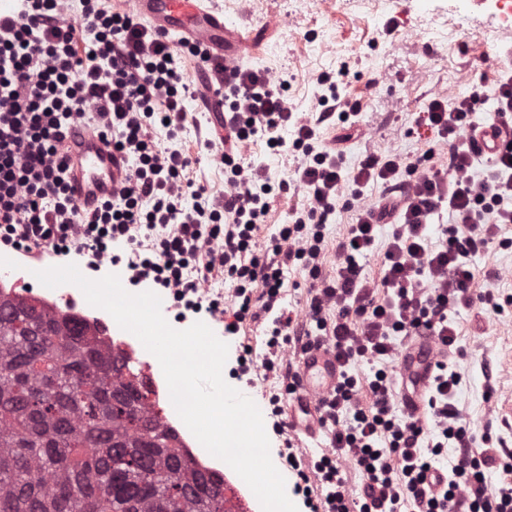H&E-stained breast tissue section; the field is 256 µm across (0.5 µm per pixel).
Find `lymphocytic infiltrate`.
Listing matches in <instances>:
<instances>
[{
  "mask_svg": "<svg viewBox=\"0 0 512 512\" xmlns=\"http://www.w3.org/2000/svg\"><path fill=\"white\" fill-rule=\"evenodd\" d=\"M20 2V9L0 12V248L66 257L80 242L90 272L123 262L129 286L163 289L194 314L231 313L225 335L247 323L265 325L262 365L291 393L299 379L286 348L329 346L340 381L322 409L331 434L326 452L298 459L281 419L282 398L269 400L277 454L307 512H512V450L458 408L461 377L446 359L457 342L449 311L476 300L487 312L502 310L494 294L475 295L471 259L501 225L512 224V141L486 157L465 133L487 107L512 126V71L500 72L492 87L426 102L429 126L449 143L447 164L434 165L430 151L408 163L371 153L349 173L342 153L322 144L319 127L347 123L359 106L341 98L330 78L321 80L323 109L312 121L289 105L285 79L245 66L229 80L213 67L211 83L224 91V195L216 199L190 177L191 160L177 145L185 103L198 95L180 62L186 54L200 57V49L174 48L105 0H79L76 17L69 0ZM78 120L111 138L125 174L110 199L84 208L69 198L67 163L58 157ZM160 127L164 148L156 142ZM288 127L289 141L282 136ZM258 137L298 156L291 182L305 196L304 207L263 246L258 231L272 187L263 166L245 160ZM479 160L484 170L477 175ZM371 183L385 195L362 203ZM346 186L361 205L328 274L324 229ZM444 210L452 222L439 227L442 245L429 246L428 228ZM385 224L392 232L374 281L361 260ZM116 245L124 255L113 253ZM294 265L310 279L301 315L280 305ZM216 277L230 281V296L197 302L199 289ZM408 336L435 337L440 354L419 418L399 415L389 373ZM365 361L377 367L362 378L353 368ZM448 448L458 449L459 459L447 484L432 490L429 473ZM352 469L361 480L356 498L348 488ZM492 470L504 475L494 488L486 478Z\"/></svg>",
  "mask_w": 512,
  "mask_h": 512,
  "instance_id": "lymphocytic-infiltrate-1",
  "label": "lymphocytic infiltrate"
}]
</instances>
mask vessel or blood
<instances>
[{
	"label": "vessel or blood",
	"mask_w": 512,
	"mask_h": 512,
	"mask_svg": "<svg viewBox=\"0 0 512 512\" xmlns=\"http://www.w3.org/2000/svg\"><path fill=\"white\" fill-rule=\"evenodd\" d=\"M127 7L136 17L145 19L152 29L172 38L175 44L195 43L207 51L209 64L223 66L226 71L242 67L251 50V43L235 29H229L224 17L206 4V0H127ZM202 99L216 127L224 125L222 93L206 79H199ZM498 123L483 120L477 135L484 154L497 152L502 142L497 134ZM65 154L73 171L70 192L78 206L94 204L111 196L121 179L113 159L111 142L83 124H73L64 141ZM434 340L418 336L407 342L400 354L398 370L402 377L416 378L414 391H402L400 397L415 415H422L423 397L434 365ZM300 386L288 397L289 430L316 436L320 424L317 409L337 382L336 361L325 349H314L299 360Z\"/></svg>",
	"instance_id": "b4317fda"
}]
</instances>
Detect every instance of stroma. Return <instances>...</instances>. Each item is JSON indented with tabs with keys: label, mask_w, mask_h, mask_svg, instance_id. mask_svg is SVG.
I'll list each match as a JSON object with an SVG mask.
<instances>
[{
	"label": "stroma",
	"mask_w": 512,
	"mask_h": 512,
	"mask_svg": "<svg viewBox=\"0 0 512 512\" xmlns=\"http://www.w3.org/2000/svg\"><path fill=\"white\" fill-rule=\"evenodd\" d=\"M224 21L241 29L254 43L249 66L281 76L286 96L296 112L311 115L317 108V79L336 82L341 96L360 104V121L346 128L324 126V143L342 142L345 166L354 169L366 152L398 154L413 159L434 151V160L448 161V147L438 136L421 138L416 121L426 101L437 95H464L473 84H493L501 70L512 67V28L495 30L487 0H470L455 9L452 0H216ZM492 27L485 39L471 36L476 25ZM207 111L189 102L180 147L189 155L191 177L207 185L212 196L224 195V166L199 145L209 136ZM249 161L264 165L275 184L271 207L258 238L266 240L303 195L283 188L296 165L288 150H270L256 140ZM500 243L473 257L478 271L476 289L504 301L502 312L491 314L481 304L451 313L460 353L448 356L460 373L457 405L476 425L491 424L494 434L512 442V224L503 226ZM238 341L252 349V381L237 379L236 361L226 362L225 381L240 388L256 404L264 390L279 391L277 377L258 372L266 352L263 331L244 326Z\"/></svg>",
	"instance_id": "1"
}]
</instances>
